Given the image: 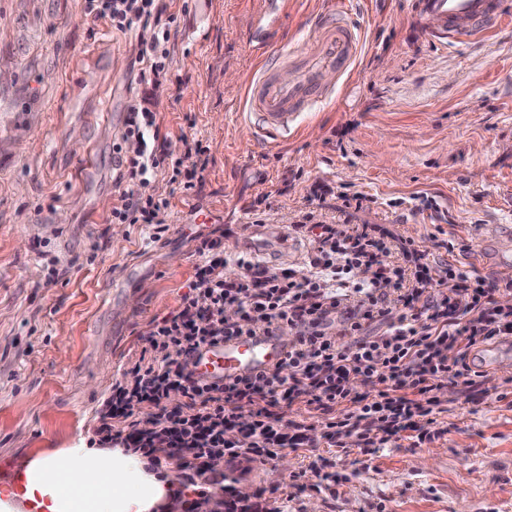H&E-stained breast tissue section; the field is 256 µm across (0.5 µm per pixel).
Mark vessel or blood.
<instances>
[{"label":"vessel or blood","mask_w":512,"mask_h":512,"mask_svg":"<svg viewBox=\"0 0 512 512\" xmlns=\"http://www.w3.org/2000/svg\"><path fill=\"white\" fill-rule=\"evenodd\" d=\"M417 9L433 21L431 37L452 43L484 38L512 18L505 0H417ZM313 29L318 34L314 48L294 74L279 80L262 72L252 78L243 115L251 121L254 138L278 142L301 113L331 98L325 73L341 78L350 72L361 41L348 10L331 9L316 19ZM287 356V338L276 330L260 331L202 347L191 357L189 369L195 379L221 386L271 372Z\"/></svg>","instance_id":"vessel-or-blood-1"}]
</instances>
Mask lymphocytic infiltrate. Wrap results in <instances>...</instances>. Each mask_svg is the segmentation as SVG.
I'll return each mask as SVG.
<instances>
[{
  "mask_svg": "<svg viewBox=\"0 0 512 512\" xmlns=\"http://www.w3.org/2000/svg\"><path fill=\"white\" fill-rule=\"evenodd\" d=\"M168 9L167 0H85L86 15L110 19L113 30L138 29L146 62L138 80L154 88L167 76L175 21ZM154 106L145 95L128 109L116 145L123 168L112 221L161 234L171 202L150 194L152 181L164 175L190 193L207 148L197 140L177 155L159 144ZM293 230L312 242L304 272L244 256L232 261L222 239L201 238L186 292L147 333L149 360L112 385L96 431L101 447L119 444L146 457L167 449L203 473L220 455L263 462L289 445L324 443L342 453L388 447L408 430L426 438L445 383L476 384L463 349L512 335V307L497 300V281L448 268L410 240L389 261L391 247L373 229L322 224L310 212ZM231 261L233 275L224 271ZM229 309L235 318H225ZM337 319L350 338L341 346L328 332ZM269 329L295 333L274 372L222 386L188 372L186 360L201 346ZM174 391L183 397L177 406L168 403ZM301 403L317 420L280 432L282 408ZM115 417L128 419L125 437L113 434Z\"/></svg>",
  "mask_w": 512,
  "mask_h": 512,
  "instance_id": "f902f5d3",
  "label": "lymphocytic infiltrate"
}]
</instances>
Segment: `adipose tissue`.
<instances>
[{"mask_svg": "<svg viewBox=\"0 0 512 512\" xmlns=\"http://www.w3.org/2000/svg\"><path fill=\"white\" fill-rule=\"evenodd\" d=\"M168 494L123 449L71 448L32 460L22 484L0 489V512L19 501L37 512H151Z\"/></svg>", "mask_w": 512, "mask_h": 512, "instance_id": "1", "label": "adipose tissue"}]
</instances>
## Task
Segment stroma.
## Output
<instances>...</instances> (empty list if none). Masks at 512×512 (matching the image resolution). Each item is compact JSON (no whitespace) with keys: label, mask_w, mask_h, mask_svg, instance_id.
<instances>
[{"label":"stroma","mask_w":512,"mask_h":512,"mask_svg":"<svg viewBox=\"0 0 512 512\" xmlns=\"http://www.w3.org/2000/svg\"><path fill=\"white\" fill-rule=\"evenodd\" d=\"M321 2L287 0L271 36L288 55L263 61L261 0H174L159 138L178 152L181 136L201 140L208 164L187 195L152 182L154 197L171 200L156 241L152 227L111 216L113 146L142 93L136 31L86 15L85 0H0V486L40 454L90 446L113 383L191 279L198 235L222 233L227 254L242 256L246 224L283 230L312 210L506 284L512 26L448 46L428 38L415 0H351L364 41L353 73H327L332 101L286 142L257 141L242 116L251 75L302 64ZM354 193L362 205L347 204ZM143 255V276L111 299L113 280ZM433 428L432 439L407 431L370 454L323 449L334 482L312 477L311 448L226 459V482L249 492V512H512V347L474 391L444 397ZM143 468L189 500L215 488L164 453Z\"/></svg>","instance_id":"obj_1"}]
</instances>
